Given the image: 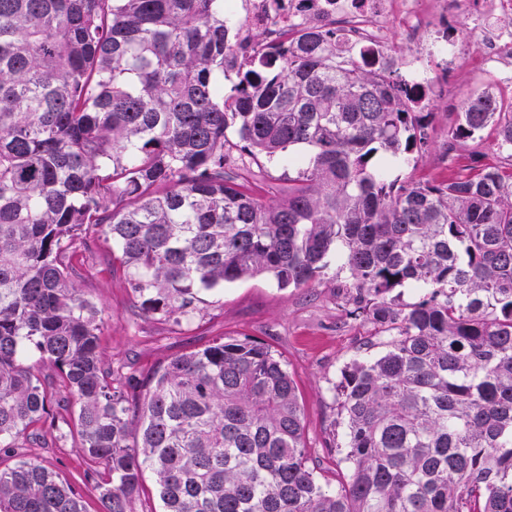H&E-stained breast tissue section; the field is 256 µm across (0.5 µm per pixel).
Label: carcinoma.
I'll return each mask as SVG.
<instances>
[{"label": "carcinoma", "instance_id": "1", "mask_svg": "<svg viewBox=\"0 0 512 512\" xmlns=\"http://www.w3.org/2000/svg\"><path fill=\"white\" fill-rule=\"evenodd\" d=\"M229 32L224 0H0V512H88L13 458L57 430L51 406L100 512H133L147 471L160 512H512V172L407 180L431 113L397 63L310 19ZM491 124L512 157V113L486 91L448 137ZM231 127L253 160H288V195L227 171ZM93 243L178 326L226 282L311 288L340 263L347 316L382 351L334 384L336 487L265 343L221 337L108 379L103 310L76 281Z\"/></svg>", "mask_w": 512, "mask_h": 512}]
</instances>
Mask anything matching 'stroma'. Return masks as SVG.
I'll use <instances>...</instances> for the list:
<instances>
[{"label": "stroma", "mask_w": 512, "mask_h": 512, "mask_svg": "<svg viewBox=\"0 0 512 512\" xmlns=\"http://www.w3.org/2000/svg\"><path fill=\"white\" fill-rule=\"evenodd\" d=\"M431 78L429 147L416 166L404 169V176L438 183L465 172L476 159L512 170V158L497 149L495 126L472 139L448 138V128L463 103L483 86L476 61L464 60L451 70L433 63ZM336 273V267H329L325 283L304 289L281 290L263 278L226 284L223 292L206 295L194 321L181 326L139 314L106 248L98 246L87 254L77 284L108 314L103 344L113 371L131 367L145 372L220 336L269 344L281 354L297 384L305 415L306 452L323 480L333 482L346 469L343 449L328 445L337 417L333 385L345 364L364 356L368 336L367 327L348 319L337 300ZM15 453L45 462L72 485H81L84 479L86 466L74 453L71 437L42 446L23 442Z\"/></svg>", "instance_id": "obj_1"}]
</instances>
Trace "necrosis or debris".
I'll list each match as a JSON object with an SVG mask.
<instances>
[{"mask_svg": "<svg viewBox=\"0 0 512 512\" xmlns=\"http://www.w3.org/2000/svg\"><path fill=\"white\" fill-rule=\"evenodd\" d=\"M249 9L245 26H265L271 31L298 24L308 17L324 24L336 22L345 39L368 43L374 51L388 53L393 21H400L405 36L423 49L409 64V84L427 93L431 83L428 62L439 59L455 64L465 48L455 40L432 34L423 0H245ZM444 16L471 18L479 31V51L486 87L492 93L512 86V31L493 24V17L512 13V0H440Z\"/></svg>", "mask_w": 512, "mask_h": 512, "instance_id": "4bbe7bcc", "label": "necrosis or debris"}]
</instances>
